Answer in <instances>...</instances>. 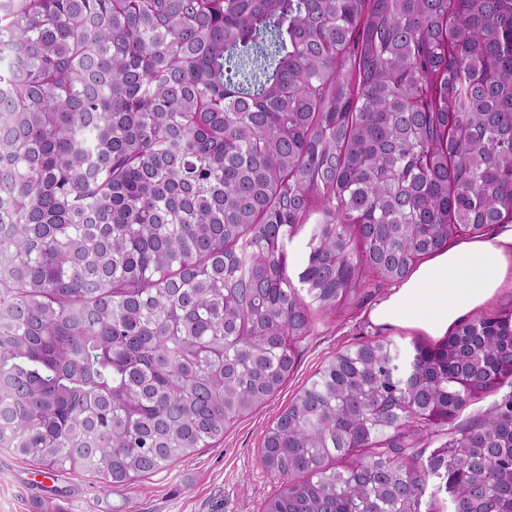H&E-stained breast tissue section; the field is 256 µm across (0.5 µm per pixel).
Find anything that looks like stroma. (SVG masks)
I'll return each mask as SVG.
<instances>
[{"mask_svg": "<svg viewBox=\"0 0 512 512\" xmlns=\"http://www.w3.org/2000/svg\"><path fill=\"white\" fill-rule=\"evenodd\" d=\"M391 291L388 284L361 289L336 314L318 320L298 346L294 371L264 407L228 427L220 444L137 485L111 487L86 474L46 479L32 462L0 449V512H263L277 488L260 463L266 428L323 362L361 341L384 339L403 347L424 341V334L371 323V309Z\"/></svg>", "mask_w": 512, "mask_h": 512, "instance_id": "stroma-1", "label": "stroma"}]
</instances>
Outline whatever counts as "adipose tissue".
Wrapping results in <instances>:
<instances>
[{
	"instance_id": "obj_1",
	"label": "adipose tissue",
	"mask_w": 512,
	"mask_h": 512,
	"mask_svg": "<svg viewBox=\"0 0 512 512\" xmlns=\"http://www.w3.org/2000/svg\"><path fill=\"white\" fill-rule=\"evenodd\" d=\"M512 283V226L463 240L431 256L370 313L381 327L439 337Z\"/></svg>"
}]
</instances>
